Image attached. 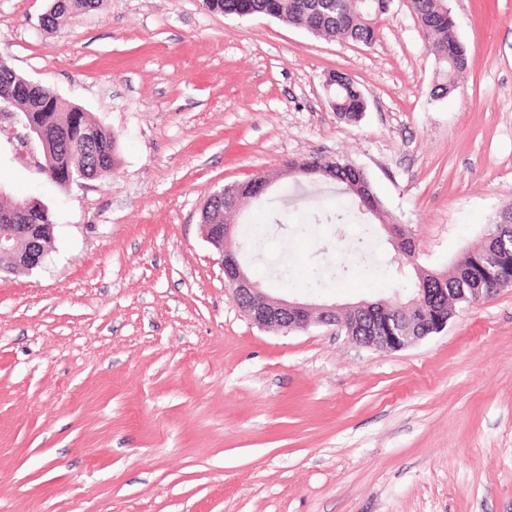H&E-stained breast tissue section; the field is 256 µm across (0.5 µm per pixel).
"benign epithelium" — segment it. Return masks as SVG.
Segmentation results:
<instances>
[{"mask_svg":"<svg viewBox=\"0 0 512 512\" xmlns=\"http://www.w3.org/2000/svg\"><path fill=\"white\" fill-rule=\"evenodd\" d=\"M268 186L269 182L253 177L233 184V193L242 199ZM202 229L206 241L220 256L224 282L232 290L234 302L252 324L261 330L288 333L305 330L313 324L335 326L345 331L348 338L360 347L394 350L439 332L448 323V312L442 307L434 308L429 318L419 317L421 309L425 307L427 294L436 292L434 288L420 289V296L407 304L409 313L404 317L380 312L383 306L381 302L363 301L348 307H314L272 296L250 280L238 253L225 247L227 239L233 234L234 225L228 222L204 224ZM27 244L28 250L22 252L20 261L35 268L42 263L48 251L40 249L39 241L31 234L27 236Z\"/></svg>","mask_w":512,"mask_h":512,"instance_id":"benign-epithelium-1","label":"benign epithelium"}]
</instances>
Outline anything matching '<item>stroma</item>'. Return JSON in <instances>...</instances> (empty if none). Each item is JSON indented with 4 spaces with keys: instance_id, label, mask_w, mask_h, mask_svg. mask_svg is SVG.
<instances>
[{
    "instance_id": "1",
    "label": "stroma",
    "mask_w": 512,
    "mask_h": 512,
    "mask_svg": "<svg viewBox=\"0 0 512 512\" xmlns=\"http://www.w3.org/2000/svg\"><path fill=\"white\" fill-rule=\"evenodd\" d=\"M52 4L0 0V61L113 132L118 158L62 188L0 154L8 199L57 224L41 266L0 269V512H512V288L400 350L265 332L200 226L257 174L271 185L237 223L282 200L292 224L314 200L348 207L342 185L287 173L339 157L409 226L415 265L359 213L369 281L322 228L290 237L287 275L245 255L258 286L347 305L452 270L512 207V0H448L470 62L441 99L409 0L370 46L200 0H99L50 29ZM332 72L360 84L359 122L332 111Z\"/></svg>"
}]
</instances>
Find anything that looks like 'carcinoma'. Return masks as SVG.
I'll use <instances>...</instances> for the list:
<instances>
[{
	"mask_svg": "<svg viewBox=\"0 0 512 512\" xmlns=\"http://www.w3.org/2000/svg\"><path fill=\"white\" fill-rule=\"evenodd\" d=\"M95 5L96 0H58L51 14L42 18V24L58 28L63 25L65 11ZM411 5L436 58L440 83L434 94L440 98L451 91L457 74L466 67V63L459 62L462 44L457 24L454 18L448 17L447 0H411ZM203 6L210 12L238 18L265 15L302 25L328 40H351L369 45L375 41L377 24L389 11L390 3L386 0H331V5L325 6L323 0H203ZM21 80L23 77L0 63V124L6 122L17 130L18 143L25 135L24 125L31 121L39 124L47 137L45 143L35 142L29 147L28 157L34 174L61 187L78 181V170L85 161L82 131L87 127L95 129L103 162L107 170H112L117 149V138L112 132L93 124L82 108L61 99L47 86L34 87L23 94L12 91ZM328 95L333 111L346 122L358 121L366 109L359 84L344 73L336 74ZM306 162L345 186L365 180L363 172L342 159L311 157ZM6 209L14 213V223L37 225L40 242L49 243L53 219L46 205L22 200ZM6 209L0 207V212ZM349 223L351 214L343 208H316L310 213L308 223L296 225L293 232L307 235L314 225ZM487 255L498 260L497 267L488 272L480 267ZM401 256L414 269L416 292L421 288H446L456 306L470 288H486L491 295L512 279V208L501 212L488 225L483 244L467 253L451 274H438L419 267L413 250L407 246L402 248Z\"/></svg>",
	"mask_w": 512,
	"mask_h": 512,
	"instance_id": "cac0c4a2",
	"label": "carcinoma"
}]
</instances>
